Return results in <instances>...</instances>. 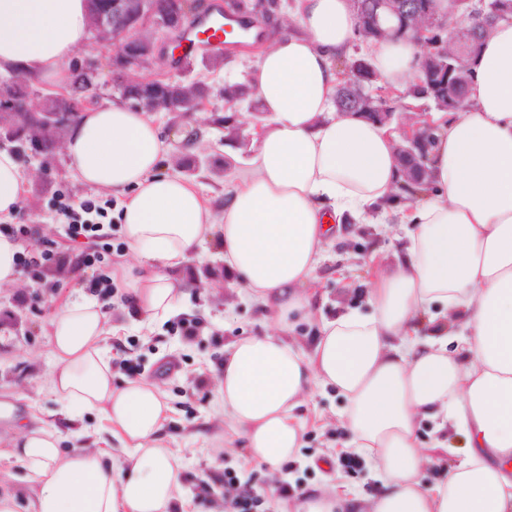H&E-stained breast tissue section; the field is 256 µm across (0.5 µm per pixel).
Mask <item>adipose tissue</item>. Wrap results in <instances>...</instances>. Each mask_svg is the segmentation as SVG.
I'll return each instance as SVG.
<instances>
[{
	"mask_svg": "<svg viewBox=\"0 0 512 512\" xmlns=\"http://www.w3.org/2000/svg\"><path fill=\"white\" fill-rule=\"evenodd\" d=\"M293 28L257 54L248 83L264 115L247 170L222 214L194 182L164 172L169 145L148 112L103 102L80 112L63 151L84 186L119 198L117 221L137 266L113 281L153 325L172 317L208 242L224 256L228 287L247 294L276 328L224 348L216 402L249 459L272 469L294 458L313 389H334L345 451L375 470L364 499L324 483L277 512H512V22L495 25L471 64L467 107L434 112L429 187L400 210L408 230L394 263L369 260L367 311L320 317L313 287L334 224L377 219L403 182L391 128L336 110L337 66L349 52L353 0H293ZM90 39L85 0H0V73L57 87ZM419 45L373 43L385 85L408 88ZM17 156L0 148V217L22 207ZM312 327L310 347L296 338ZM120 325L94 297L65 302L48 321L55 362L47 389L68 421L98 417L95 445L63 453L52 423L0 441L16 465L27 512H188L182 468L159 432L171 408L158 383L112 384L110 340ZM461 436L463 457L424 487L422 422Z\"/></svg>",
	"mask_w": 512,
	"mask_h": 512,
	"instance_id": "obj_1",
	"label": "adipose tissue"
}]
</instances>
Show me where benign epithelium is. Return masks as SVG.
<instances>
[{"label": "benign epithelium", "mask_w": 512, "mask_h": 512, "mask_svg": "<svg viewBox=\"0 0 512 512\" xmlns=\"http://www.w3.org/2000/svg\"><path fill=\"white\" fill-rule=\"evenodd\" d=\"M191 0H92L89 25L94 39L113 44V52L103 59L77 57L70 63L71 71L88 79H97L108 69L122 77L117 84L119 100L130 107L149 112L193 113L205 107L212 90L200 91L194 82L167 80L140 81L125 76L133 67H151L163 62L167 49L173 45L170 38L178 34L192 14ZM485 0H478L468 18L451 13L438 16L428 10L421 0H381V5L398 18L390 29L380 27L377 18L358 13L360 26L371 32L374 39L388 36H410L423 43L425 51L419 59L420 77L402 97L431 95L446 109L453 112L464 109L462 99L448 93L453 85L451 75L465 70L475 50L473 30L479 28L484 18ZM448 35L456 43L457 52L448 54V45L437 38V33ZM368 72L372 90L356 100L354 108L359 115L382 125H389L394 117L386 103L391 90L379 84V77L363 58L348 66L347 85L361 79ZM12 81L0 82V146L15 141V131L27 130L33 142L51 156L58 144V133L73 122L83 108L98 98H75L68 95H47L39 106L31 100L22 103L10 98ZM424 147L418 136L406 133L403 143L396 147L398 165L406 173L423 170Z\"/></svg>", "instance_id": "obj_1"}]
</instances>
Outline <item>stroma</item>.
<instances>
[{"label": "stroma", "mask_w": 512, "mask_h": 512, "mask_svg": "<svg viewBox=\"0 0 512 512\" xmlns=\"http://www.w3.org/2000/svg\"><path fill=\"white\" fill-rule=\"evenodd\" d=\"M254 59V53L245 49L206 66L195 64L190 74L160 65L129 72L134 79L186 82L198 73L212 88V106L190 117L164 111L154 115L172 145L164 160L167 172L192 180L211 199H222L225 186L253 150L251 140L242 131L260 118L258 104L249 94L227 100L224 88L243 82ZM185 127L194 128L201 139L198 152H188L185 142L178 139V132ZM19 163L29 181L19 221L34 228L27 247L37 248L44 241L67 245V221L56 211V195L61 192L69 202H82L93 198V190L76 179L62 151L48 158L39 148L30 146ZM402 233L401 225L396 223L387 229L378 224L342 225L319 269L321 315L333 319L347 309L365 308L370 275L364 261L373 255L382 263L392 262ZM344 266L351 273L352 285L348 288L336 282L338 270ZM203 268L209 273L207 280L189 289L178 303V316L166 322L145 327L141 316L123 308L120 297L104 303L113 323L123 327L111 342L113 386L130 380L160 383L173 409L160 437L164 446L176 452L182 465L190 502L188 512H224V473L228 470L264 498L266 512L273 507L271 488L283 481L291 487L288 498L292 501L300 500L312 485L325 482L332 474L359 495L376 494L379 485L370 467L350 472L340 467L329 471L317 465L318 459L335 453L347 439L335 414L341 401L329 390L314 391L301 409L306 433L296 458L277 472L248 461L243 439L232 436L229 425L215 409V388L225 345L240 336L263 333L268 322L246 294L225 288L224 257L215 243L207 245ZM79 283L65 266L54 265L46 270L44 285H36L23 275L18 286L0 288V401L14 406L9 418L0 419L1 435L56 410V403L44 392L51 363L45 333L53 312L77 297ZM190 320L199 324L197 336H181L177 323ZM200 377L205 378L206 385L198 390L194 381ZM447 436V431L438 432L429 425L419 431V441L430 458L422 473L425 484H434L459 459L456 449L446 447ZM203 480L210 484V493L199 489Z\"/></svg>", "instance_id": "obj_1"}]
</instances>
